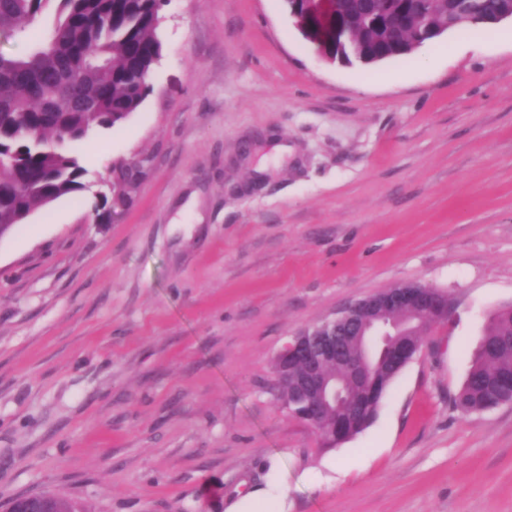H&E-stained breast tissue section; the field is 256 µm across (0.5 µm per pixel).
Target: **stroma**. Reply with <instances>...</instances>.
<instances>
[{
  "mask_svg": "<svg viewBox=\"0 0 512 512\" xmlns=\"http://www.w3.org/2000/svg\"><path fill=\"white\" fill-rule=\"evenodd\" d=\"M152 91L70 150L93 192L0 238V512H512V404L453 400L512 305V23L329 63L283 0H168ZM96 189V190H97ZM407 284L453 299L375 421L334 448L275 357ZM286 491L280 484L270 485L267 489L241 499L228 512H288ZM270 505V507L267 506Z\"/></svg>",
  "mask_w": 512,
  "mask_h": 512,
  "instance_id": "stroma-1",
  "label": "stroma"
}]
</instances>
